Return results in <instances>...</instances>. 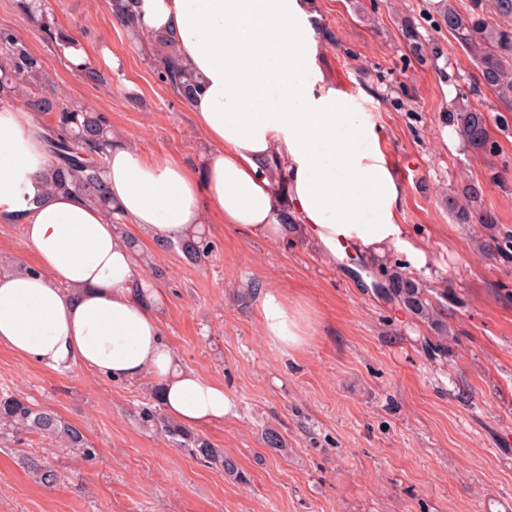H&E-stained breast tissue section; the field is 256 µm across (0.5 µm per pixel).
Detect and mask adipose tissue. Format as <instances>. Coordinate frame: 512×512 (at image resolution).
<instances>
[{
    "mask_svg": "<svg viewBox=\"0 0 512 512\" xmlns=\"http://www.w3.org/2000/svg\"><path fill=\"white\" fill-rule=\"evenodd\" d=\"M144 32L176 36L203 86L190 109L209 151L201 171L119 142L105 157L112 200L158 242L192 237L215 210L232 229L274 241L289 212L327 260L352 243L390 248L411 268L425 252L399 222L401 188L380 135L349 94L312 81L319 15L307 0H139ZM36 113H0V222L21 221L34 263L0 274V346L56 372L81 365L113 381L149 377L167 415L188 428L233 410L223 385L182 366L127 235L78 194H50ZM262 333L282 353L308 343L312 317L279 291L259 294Z\"/></svg>",
    "mask_w": 512,
    "mask_h": 512,
    "instance_id": "ef3b65f1",
    "label": "adipose tissue"
}]
</instances>
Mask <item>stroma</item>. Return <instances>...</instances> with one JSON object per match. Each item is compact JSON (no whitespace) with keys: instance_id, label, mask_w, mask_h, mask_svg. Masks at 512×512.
Segmentation results:
<instances>
[{"instance_id":"1","label":"stroma","mask_w":512,"mask_h":512,"mask_svg":"<svg viewBox=\"0 0 512 512\" xmlns=\"http://www.w3.org/2000/svg\"><path fill=\"white\" fill-rule=\"evenodd\" d=\"M84 48L87 79L18 7L0 0V29L41 56L55 98L101 113L115 138L147 158L201 170L207 142L188 103L161 82L152 41L137 44L109 0H46ZM317 71L381 131L402 189L400 221L429 261L415 279L443 296L447 336L373 286L374 260L345 244L326 262L291 229L267 242L209 211V254L186 255L137 234L143 274L162 291L166 340L185 367L223 385L233 412L202 429L238 475L206 465L144 429L155 382L112 381L81 366L57 373L0 346V391L80 428L81 458L26 433L0 445V512H507L512 507V110L489 90L445 29L433 0H315ZM419 37L414 50L406 29ZM488 112L493 153L467 147L446 117L456 93ZM506 125H499L498 116ZM480 184L496 225L456 223L445 200ZM276 289L314 312L306 349L285 355L261 334L257 297ZM442 342L428 354L426 342ZM277 432L283 447L265 435ZM59 474L48 487L22 465Z\"/></svg>"}]
</instances>
